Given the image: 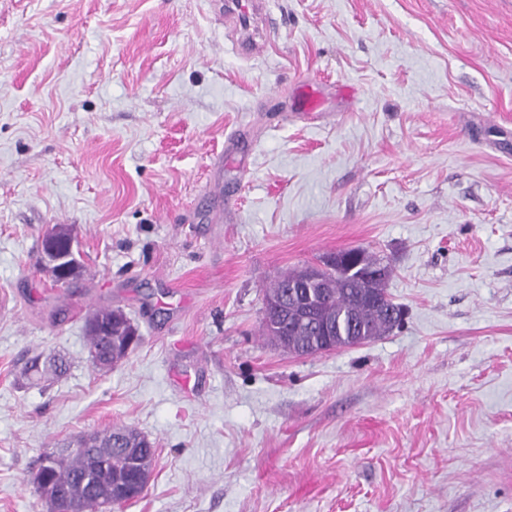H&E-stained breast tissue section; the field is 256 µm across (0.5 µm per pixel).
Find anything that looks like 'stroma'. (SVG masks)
Listing matches in <instances>:
<instances>
[{"mask_svg": "<svg viewBox=\"0 0 512 512\" xmlns=\"http://www.w3.org/2000/svg\"><path fill=\"white\" fill-rule=\"evenodd\" d=\"M0 0V512L40 453L157 446L124 512H512V0ZM72 225L83 275L38 245ZM383 257L402 327L297 357L264 291ZM142 341L109 371L84 323ZM59 353L41 384L27 357ZM262 4L255 0H227L222 7L223 13L225 10L226 15H233L239 20L242 29L249 36L251 19L261 10ZM96 325L101 328L100 335L95 331ZM131 328L122 310L102 307L89 314L86 320L88 363L98 370H108L125 360L129 353L122 345L130 336ZM109 342H112V352L103 349Z\"/></svg>", "mask_w": 512, "mask_h": 512, "instance_id": "stroma-1", "label": "stroma"}]
</instances>
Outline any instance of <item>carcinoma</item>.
Wrapping results in <instances>:
<instances>
[{
    "instance_id": "cac0c4a2",
    "label": "carcinoma",
    "mask_w": 512,
    "mask_h": 512,
    "mask_svg": "<svg viewBox=\"0 0 512 512\" xmlns=\"http://www.w3.org/2000/svg\"><path fill=\"white\" fill-rule=\"evenodd\" d=\"M305 270L294 269L282 275L265 289V298L279 294L288 296V308L277 306L265 308L262 335L275 344H280L284 334L292 338L294 354L313 356L320 353L326 337L320 331V322L331 321L334 332L331 346L345 348L351 345L354 336L361 341L371 340L392 331L394 321L389 315L396 307L387 292L383 281H367L357 273H347V269L333 271L322 277L321 294L315 296L316 318L314 322L298 328L294 324L296 312L309 289L305 288ZM132 324L119 309L102 307L94 310L86 320L87 361L98 370H108L128 356L123 343L130 336ZM69 368V361L61 355L45 357L37 354L25 364L26 374L40 380L49 374L61 375ZM156 448L144 435L127 426H111L92 433L87 448L79 453L66 449L60 452H46L39 460L49 459L50 466L37 465L33 479L48 475L53 485L64 490L66 500L82 506L91 495L110 500V493L104 491L108 477L119 478L123 482L136 474L151 470ZM88 472L98 474L100 482H83Z\"/></svg>"
}]
</instances>
